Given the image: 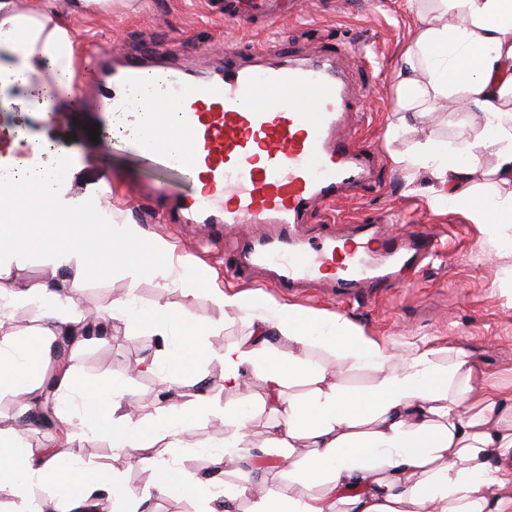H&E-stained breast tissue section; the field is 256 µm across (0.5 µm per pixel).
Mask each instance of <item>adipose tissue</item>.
<instances>
[{
  "label": "adipose tissue",
  "mask_w": 512,
  "mask_h": 512,
  "mask_svg": "<svg viewBox=\"0 0 512 512\" xmlns=\"http://www.w3.org/2000/svg\"><path fill=\"white\" fill-rule=\"evenodd\" d=\"M440 2L457 21L442 24L420 12L414 46L400 73L399 101L408 110L456 96L480 133L464 147L429 142L413 154L394 155L393 162L431 169L445 189L442 202L465 209L472 223L485 225L493 236L499 225L512 223V0ZM78 57L76 42L49 0H31L24 10L17 0H0V96L18 111H32L36 100L74 111ZM485 153L495 158L487 173L491 190L478 199L473 177ZM56 179V170L45 168L28 177L0 176L5 199L26 192L33 181L48 182L42 205L59 229L58 234L41 235L57 276L28 287L12 272L20 257L14 229L35 223L36 217L0 204V300L16 307L38 300L48 307L44 326L25 340L0 333V395L34 398L58 337L80 330L79 319L71 315L79 281L63 275L72 260L81 258L85 267L105 274L110 260L132 263L143 249L137 225L103 238L93 225L73 223V209L61 208L52 190ZM136 320L153 335L177 337L165 359L169 372L189 373L216 358L224 365L225 392H237L249 368L274 392L283 426L277 443L286 450L280 467L295 483L317 484L321 490L286 500L258 487L251 472L242 471L224 495L231 500L252 497V512H512V470L501 466L512 460V397L491 400L483 395L464 350L452 351L444 364L428 349L399 356L340 316L292 306L278 308L271 319L257 317L250 339L220 352L207 340L206 320L189 322L165 307ZM324 326L329 332L318 343L335 356L337 366L372 364L376 383L365 391L321 383L301 398L286 394L296 380L315 377L317 368L301 354L281 355L269 334L287 338L301 350L315 343V331ZM58 392L62 402L79 401L76 413L59 416L66 440L102 434L138 462L148 449L187 430L210 405L207 397L197 395L179 404L177 413L141 424L127 418L123 388L88 385L66 370L58 375ZM76 424L81 433H72ZM298 440L306 443L299 457L292 452ZM151 465L153 486L160 493L201 497L203 512H215L208 480L185 475L163 457L152 458ZM36 483L54 490L66 504L64 512H93L104 495L121 501L122 512H139L141 505L138 493L110 470L86 467L76 455L52 450L33 456L16 434L0 430V496L26 502Z\"/></svg>",
  "instance_id": "obj_1"
}]
</instances>
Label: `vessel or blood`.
Wrapping results in <instances>:
<instances>
[{"instance_id":"obj_1","label":"vessel or blood","mask_w":512,"mask_h":512,"mask_svg":"<svg viewBox=\"0 0 512 512\" xmlns=\"http://www.w3.org/2000/svg\"><path fill=\"white\" fill-rule=\"evenodd\" d=\"M300 0H225L228 18L247 14L273 23L296 14ZM94 97L112 111L145 116L152 136L139 140L148 154L196 177L193 201L206 221L240 232L234 274L270 268L277 288L326 284L339 298H359L393 277L392 267L420 268L435 253L428 227L410 234L386 224H358L342 240L304 238V210L364 180L373 154L343 133L352 103L338 72L321 63L254 67L235 55L205 77L176 66L126 57L98 61ZM160 89L143 102L139 93ZM178 127H171V115ZM180 149H173L174 139ZM265 224L263 236L249 227Z\"/></svg>"}]
</instances>
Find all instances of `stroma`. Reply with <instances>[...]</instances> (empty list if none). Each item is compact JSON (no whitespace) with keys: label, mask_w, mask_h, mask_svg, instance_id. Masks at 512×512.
I'll use <instances>...</instances> for the list:
<instances>
[{"label":"stroma","mask_w":512,"mask_h":512,"mask_svg":"<svg viewBox=\"0 0 512 512\" xmlns=\"http://www.w3.org/2000/svg\"><path fill=\"white\" fill-rule=\"evenodd\" d=\"M302 17L269 25L225 19L224 0H104L101 7L70 23L85 51L121 59L142 55L150 64L176 65L203 74L224 62L225 53L238 52L251 61L253 46H263L262 64L286 60H330L342 72L355 99L349 118L362 145L372 146L377 161L365 185L342 192L330 205H312L303 222L323 234H346L351 224L371 220L391 225L404 234L431 226L438 241L436 255L416 273L402 276L375 301L331 300L323 285L301 287L295 294L271 291L268 271L247 277L230 274L231 251L208 257L197 255L201 230L185 208L193 185L186 173L149 161L126 140L112 114L85 104L89 79H80L74 95L79 111L56 112L0 110V154L17 136L53 146L68 159L59 169L56 191L60 202L72 205L91 199V211L106 213L105 228L137 225L145 243L169 244L166 263L134 273L128 264L113 262L99 275L81 274L78 300L81 311L106 313L112 299L129 296L136 310L163 306L190 320L203 318L213 326L210 343L217 348L239 342L252 331L254 316L272 314L280 305L323 310L347 319L366 335L382 341L390 352L403 354L413 347L436 349L438 362L449 351L467 352L471 363L492 394L512 395V223L501 225L497 238H489L483 225L471 223L456 209L434 204L440 186L430 169L406 171L392 161L393 154L412 152L428 141L455 148L473 141L478 133L453 101L444 100L432 112L405 117L398 103L397 84L406 51L414 43L417 23L412 0H302ZM98 138H91V125ZM20 260L13 270L19 280L34 286L47 273L49 260L27 226L15 231ZM205 268L208 283L187 291L185 279L192 270ZM223 290L264 291L252 310L229 311L215 305L211 287ZM163 361L164 354L151 333L136 323L112 320L103 335L93 337L69 355V366L82 379L103 386L114 382L127 389L132 401L131 421L150 422L169 410L156 375H134L141 360ZM224 368L215 360L203 363L196 375L186 377L182 392L204 391L211 410L200 415L172 448L149 449L151 457H175L183 472L199 476L211 464L213 444L228 442L218 484H231L238 468L260 465L272 451L281 421L265 404L263 379L246 372L243 393L224 392ZM236 410L239 420L224 417ZM26 413L24 399L0 395V429L17 433L32 452L52 446L61 433L54 427L20 425ZM245 423L252 457L240 458L231 443L238 423ZM87 466H106L131 489L144 495L143 512H197L193 498H176L152 489L149 462L130 465L128 456L110 441H77L72 446Z\"/></svg>","instance_id":"obj_1"}]
</instances>
